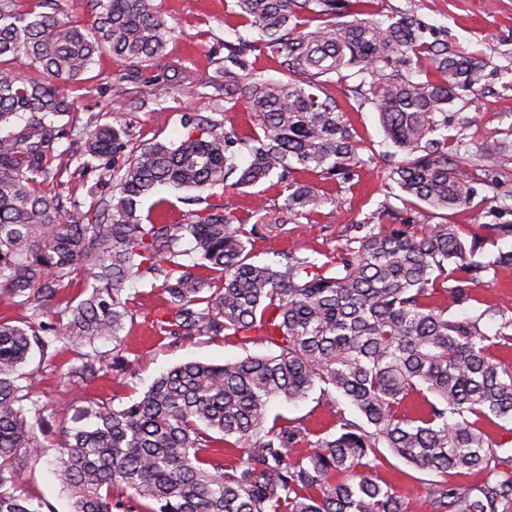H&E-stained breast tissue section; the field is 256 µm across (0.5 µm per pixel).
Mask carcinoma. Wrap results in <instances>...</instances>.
<instances>
[{
    "mask_svg": "<svg viewBox=\"0 0 512 512\" xmlns=\"http://www.w3.org/2000/svg\"><path fill=\"white\" fill-rule=\"evenodd\" d=\"M88 2L84 24L52 0H0V295L31 312L23 326L0 316V512H42L21 476L56 420L72 512H129L131 500L139 512H407L383 474L387 451L419 475L431 512H512V472L492 478L501 457L487 432L512 421V368L492 358L512 349V317L491 305L449 314L478 301L468 284L512 266V249L482 262L483 243L456 224L396 223L401 209L433 218L468 207L479 185L497 192L487 162L505 143L448 135V108L479 87L486 62L427 40L410 10L378 19L376 0H232L214 88L245 97L251 132L194 116L179 141L133 151L122 125L85 126L83 155L104 162L111 185L89 217L55 165L77 130L68 91L104 53L157 66L169 30L156 0ZM248 48L280 58L288 79H266ZM19 60L39 76H21ZM335 78L368 87L357 109L374 105L401 154L388 156L385 178L402 208L383 203L346 227L334 255L290 248L257 262L262 229L209 198L267 182L309 224L336 204L302 175L345 185L374 156L336 98L319 95ZM160 186L199 191L202 208L170 224L141 216ZM135 279L168 295L151 328L169 343L231 336L272 351L176 365L119 409L33 398L34 377L18 370L35 348L78 355L67 379L110 368L134 322ZM108 337L110 358L95 348ZM316 391L331 428L268 415L270 399Z\"/></svg>",
    "mask_w": 512,
    "mask_h": 512,
    "instance_id": "cac0c4a2",
    "label": "carcinoma"
}]
</instances>
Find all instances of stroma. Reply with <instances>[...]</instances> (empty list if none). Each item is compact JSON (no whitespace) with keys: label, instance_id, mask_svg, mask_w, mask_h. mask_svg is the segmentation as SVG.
Listing matches in <instances>:
<instances>
[{"label":"stroma","instance_id":"stroma-1","mask_svg":"<svg viewBox=\"0 0 512 512\" xmlns=\"http://www.w3.org/2000/svg\"><path fill=\"white\" fill-rule=\"evenodd\" d=\"M161 9L171 29L167 56L158 66L137 71L133 67L101 55L96 64L72 88L78 100L80 123L121 122L129 131L131 146L152 142L178 141L185 133L187 115L221 118L229 114L241 129L251 126L245 100L226 108L224 99L210 85L217 68L224 63L225 0H160ZM382 15L407 9L423 22L428 39H440L455 54L481 52L488 66L476 94L463 95L454 111L468 117L467 135L480 140L512 141V0H379ZM128 75L131 100L112 102V75ZM167 83L170 92L163 103L142 97L139 90L149 80ZM350 118L365 143L377 153L374 164L361 169L350 190L339 191L336 181H318L319 189L338 195V208L323 207L317 223L289 220L282 211L276 190L265 194L262 210H254L249 189L242 188L213 196V203L228 207L251 223L271 225V232L255 245L258 260L268 262L277 252L296 247L324 254L335 253L345 243L341 232L350 224L361 222L385 201L382 153L388 151L385 136L372 105L351 112ZM80 146H73L61 157L63 180L72 196L90 205L91 188L97 187L101 171L83 167ZM498 182L497 196L488 202L461 207L448 213L449 223L459 225L464 239L484 236L485 225L512 224V151L495 156L489 164ZM137 293L138 315L125 336L124 365L107 375L91 380L63 381L56 363L32 355L27 368L37 374L35 384L39 400L54 404L83 406L97 403L121 407L139 398L161 372L185 361L221 363L250 352L268 353L264 344L242 349L237 343L217 337L199 336L178 345L160 341L143 319L144 313L156 312L165 304L164 293L145 280L130 283ZM44 446L41 457L23 475V488L40 500L45 512H71L70 500L55 474L57 424H49L40 436Z\"/></svg>","mask_w":512,"mask_h":512}]
</instances>
